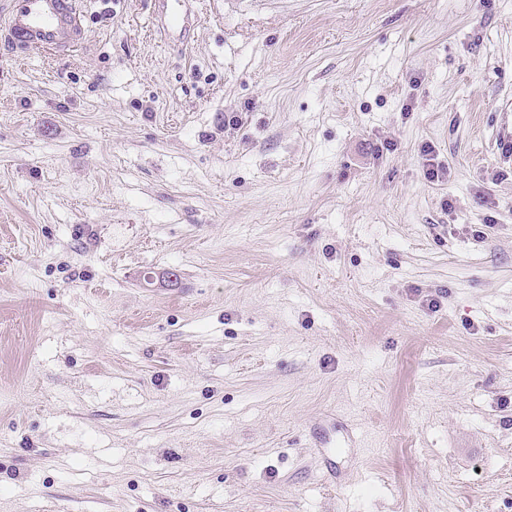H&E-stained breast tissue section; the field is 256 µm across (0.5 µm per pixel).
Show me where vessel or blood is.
<instances>
[{"instance_id": "b4317fda", "label": "vessel or blood", "mask_w": 512, "mask_h": 512, "mask_svg": "<svg viewBox=\"0 0 512 512\" xmlns=\"http://www.w3.org/2000/svg\"><path fill=\"white\" fill-rule=\"evenodd\" d=\"M83 38L78 0H11L0 23V45L13 51L65 53Z\"/></svg>"}]
</instances>
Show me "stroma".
Instances as JSON below:
<instances>
[{"label": "stroma", "mask_w": 512, "mask_h": 512, "mask_svg": "<svg viewBox=\"0 0 512 512\" xmlns=\"http://www.w3.org/2000/svg\"><path fill=\"white\" fill-rule=\"evenodd\" d=\"M162 4L0 51V512H512V0Z\"/></svg>", "instance_id": "obj_1"}]
</instances>
